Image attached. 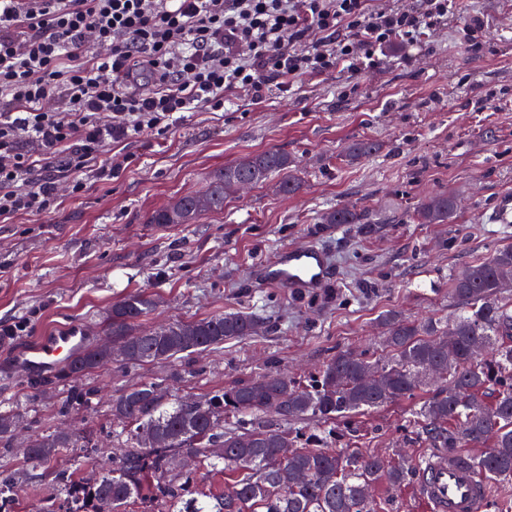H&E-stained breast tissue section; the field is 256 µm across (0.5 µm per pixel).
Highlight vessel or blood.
I'll list each match as a JSON object with an SVG mask.
<instances>
[{"label": "vessel or blood", "mask_w": 512, "mask_h": 512, "mask_svg": "<svg viewBox=\"0 0 512 512\" xmlns=\"http://www.w3.org/2000/svg\"><path fill=\"white\" fill-rule=\"evenodd\" d=\"M265 284L308 290L327 277L321 251L313 246L289 247L259 267ZM86 329L70 326L41 340L16 356L26 373H45L67 362L87 342ZM417 490L431 512H477L485 491L474 470L458 454L428 459L417 477Z\"/></svg>", "instance_id": "b4317fda"}]
</instances>
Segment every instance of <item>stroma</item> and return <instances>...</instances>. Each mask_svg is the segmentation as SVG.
Returning a JSON list of instances; mask_svg holds the SVG:
<instances>
[{
  "label": "stroma",
  "instance_id": "1",
  "mask_svg": "<svg viewBox=\"0 0 512 512\" xmlns=\"http://www.w3.org/2000/svg\"><path fill=\"white\" fill-rule=\"evenodd\" d=\"M474 16L484 23L477 52L461 38ZM364 139L377 151L350 160L348 146ZM272 148L294 159L295 194L271 181L228 196L197 223H149L224 165ZM111 152L124 164L110 181L88 179L75 194L62 178L47 213L0 216V325L23 326L0 335V407L20 416L18 447L49 428L90 434L88 480L112 465L110 401L128 385L170 379L181 395L204 397L269 370L304 378L336 351L379 349L387 312L409 322L456 316L450 274L512 244V0H452L447 20L420 43L385 47L379 68L302 78L259 100L238 92L223 111L183 113L169 132ZM442 193L457 200L452 218L418 223L417 205ZM343 206L364 212L366 223H322ZM300 245L325 252L326 285L258 287V262ZM136 290L156 299L154 324L247 312L261 330L174 364H110L17 387L12 351L72 325L100 337L113 303ZM84 387L98 391L95 412L62 410ZM410 406L357 416L367 448L429 455ZM58 497L51 472L21 474L14 512Z\"/></svg>",
  "mask_w": 512,
  "mask_h": 512
}]
</instances>
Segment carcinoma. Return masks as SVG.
I'll return each mask as SVG.
<instances>
[{
    "label": "carcinoma",
    "mask_w": 512,
    "mask_h": 512,
    "mask_svg": "<svg viewBox=\"0 0 512 512\" xmlns=\"http://www.w3.org/2000/svg\"><path fill=\"white\" fill-rule=\"evenodd\" d=\"M294 160L279 150L245 157L214 172L208 188L152 212L151 224H193L224 209L225 188L240 179L257 186L279 178L278 190L296 193ZM454 211L446 194H436L417 209L420 224H442ZM364 215L347 207L325 212V224H359ZM512 279V245L503 246L464 272L450 277L449 293L462 313L449 325L429 319L415 324L395 312L381 317L387 327V352L341 350L307 382L275 371L265 372L234 387L190 402L164 381H144L125 388L112 401V420L121 448L112 471L94 482L75 479L80 460L55 471L63 497L57 504L33 512H75L69 507L74 491L82 493L87 512H121L139 499L160 502L167 512H377L366 490L380 480L392 487L409 480L425 462L401 453L390 461L379 451L365 452L345 444L332 447L334 423L342 436L357 429L351 418L389 403L413 399L429 386L424 372L443 368L444 388L410 409L418 438L443 454L466 444H487V450L467 457L474 471L488 481L512 478V298L501 284ZM156 300L142 291L125 295L112 305L105 320L106 340L84 348L61 370L80 378L109 362L112 344L127 350L122 368L170 364L206 351L219 350L230 340L258 334L259 322L242 312L210 315L192 322L168 324L167 334L146 324ZM93 394L73 393L65 407L94 410ZM314 420L322 428L307 435L288 427L295 420ZM19 415L0 409V444L10 448ZM85 442L76 434L47 430L37 443L15 454L20 468L50 469L57 456ZM289 449L284 456L281 449ZM194 466L183 469L178 460ZM224 477V487L196 495L198 467ZM17 493L13 479L0 481V512H11Z\"/></svg>",
    "instance_id": "obj_1"
}]
</instances>
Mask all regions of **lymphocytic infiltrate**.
Here are the masks:
<instances>
[{"label":"lymphocytic infiltrate","instance_id":"obj_1","mask_svg":"<svg viewBox=\"0 0 512 512\" xmlns=\"http://www.w3.org/2000/svg\"><path fill=\"white\" fill-rule=\"evenodd\" d=\"M447 17L448 0H0V216L47 213L61 176L76 193L87 169L111 180L108 146L167 132L180 113L378 67L382 47Z\"/></svg>","mask_w":512,"mask_h":512}]
</instances>
